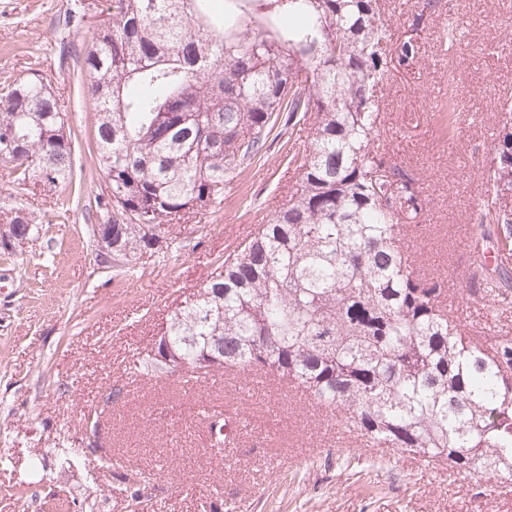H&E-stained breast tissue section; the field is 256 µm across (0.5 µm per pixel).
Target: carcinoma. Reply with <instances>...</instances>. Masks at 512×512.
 <instances>
[{"mask_svg":"<svg viewBox=\"0 0 512 512\" xmlns=\"http://www.w3.org/2000/svg\"><path fill=\"white\" fill-rule=\"evenodd\" d=\"M207 0H112L81 71L97 123V160L112 183L104 223L177 224L224 200L230 173L265 146L286 113L314 119L301 180L288 204L258 225L203 286L205 298L173 312L170 362L144 348L131 370L188 383L224 368L260 372L304 388L372 444L448 462L475 482L512 485V336L487 344L447 308L444 281L415 274L401 245L427 206L417 182L376 143L379 93L394 64L418 51L392 43L390 0H242V13L213 20ZM16 180L72 183L67 115L33 76L0 95V138ZM482 183L465 290L512 308V269L490 267L483 242L512 243V126L494 140ZM123 270L145 254L177 253L175 236L154 246L123 235ZM213 447L232 423L210 415ZM139 478L124 491L142 503Z\"/></svg>","mask_w":512,"mask_h":512,"instance_id":"1","label":"carcinoma"}]
</instances>
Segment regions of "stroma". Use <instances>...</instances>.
Listing matches in <instances>:
<instances>
[{
	"label": "stroma",
	"instance_id": "35a3bbf8",
	"mask_svg": "<svg viewBox=\"0 0 512 512\" xmlns=\"http://www.w3.org/2000/svg\"><path fill=\"white\" fill-rule=\"evenodd\" d=\"M107 0H0V89L23 76L51 84L68 115L80 169L79 207L62 188L20 185L0 162V219L20 212L39 227L23 250L0 253V512H135L123 474L152 473L149 512H512V490L452 476L444 463L347 438L302 389L215 372L189 389L140 377L129 362L172 312L300 179L309 122L276 124L254 162L230 175L224 202L175 225L176 260L141 258L116 272L95 257V117L80 64H59L60 42L91 43ZM393 38L418 24V54L381 93L380 143L422 187V228L402 243L417 271L448 277V303L473 336L512 335L463 293L483 173L512 90V0H394ZM462 47L448 52V29ZM454 106L457 131L446 130ZM247 415L225 453L207 414Z\"/></svg>",
	"mask_w": 512,
	"mask_h": 512
}]
</instances>
